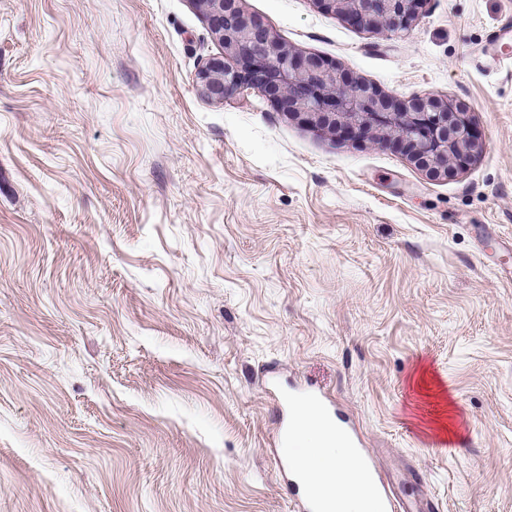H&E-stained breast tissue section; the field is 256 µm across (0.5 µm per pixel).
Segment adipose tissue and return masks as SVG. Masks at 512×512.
I'll use <instances>...</instances> for the list:
<instances>
[{
  "label": "adipose tissue",
  "instance_id": "obj_1",
  "mask_svg": "<svg viewBox=\"0 0 512 512\" xmlns=\"http://www.w3.org/2000/svg\"><path fill=\"white\" fill-rule=\"evenodd\" d=\"M294 438L311 440L325 463L298 457L309 485L329 504L328 512H375L376 505L359 474L352 448L333 432L308 403H297L290 424Z\"/></svg>",
  "mask_w": 512,
  "mask_h": 512
}]
</instances>
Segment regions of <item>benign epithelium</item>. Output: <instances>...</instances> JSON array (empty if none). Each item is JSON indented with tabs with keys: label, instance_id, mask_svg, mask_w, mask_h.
I'll use <instances>...</instances> for the list:
<instances>
[{
	"label": "benign epithelium",
	"instance_id": "benign-epithelium-1",
	"mask_svg": "<svg viewBox=\"0 0 512 512\" xmlns=\"http://www.w3.org/2000/svg\"><path fill=\"white\" fill-rule=\"evenodd\" d=\"M367 29H406L423 0H317ZM212 33L224 47L198 74L211 99L253 90L285 105L299 124L316 131L360 132L404 153L433 178H451L455 163L472 158L481 132L467 106L434 94L400 102L376 87L354 81L348 72L315 54H294L259 19L244 13L238 0H201Z\"/></svg>",
	"mask_w": 512,
	"mask_h": 512
}]
</instances>
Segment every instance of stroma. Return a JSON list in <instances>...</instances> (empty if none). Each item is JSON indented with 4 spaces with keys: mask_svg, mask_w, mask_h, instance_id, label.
<instances>
[{
    "mask_svg": "<svg viewBox=\"0 0 512 512\" xmlns=\"http://www.w3.org/2000/svg\"><path fill=\"white\" fill-rule=\"evenodd\" d=\"M239 4L389 96L465 104L481 146L432 178L204 97L196 0H0V512H297L289 390L401 496L512 512V67L481 55L512 0H426L397 34Z\"/></svg>",
    "mask_w": 512,
    "mask_h": 512,
    "instance_id": "35a3bbf8",
    "label": "stroma"
}]
</instances>
